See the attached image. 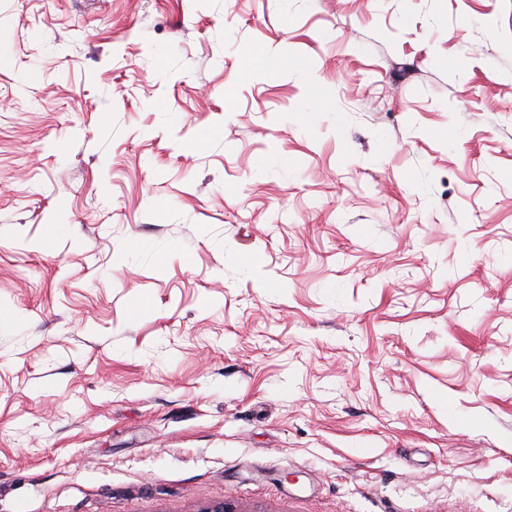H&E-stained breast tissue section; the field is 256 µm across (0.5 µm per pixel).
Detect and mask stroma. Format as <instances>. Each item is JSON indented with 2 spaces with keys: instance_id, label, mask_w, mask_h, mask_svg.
I'll use <instances>...</instances> for the list:
<instances>
[{
  "instance_id": "35a3bbf8",
  "label": "stroma",
  "mask_w": 512,
  "mask_h": 512,
  "mask_svg": "<svg viewBox=\"0 0 512 512\" xmlns=\"http://www.w3.org/2000/svg\"><path fill=\"white\" fill-rule=\"evenodd\" d=\"M218 502L512 512V0H0V512Z\"/></svg>"
}]
</instances>
